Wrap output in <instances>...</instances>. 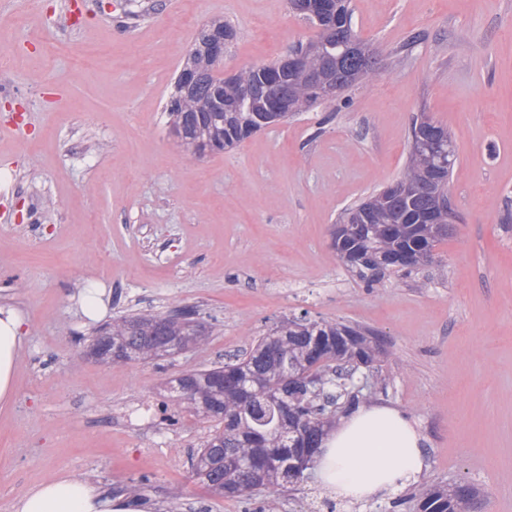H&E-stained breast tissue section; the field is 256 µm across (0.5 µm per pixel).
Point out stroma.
I'll return each instance as SVG.
<instances>
[{
    "label": "stroma",
    "instance_id": "obj_1",
    "mask_svg": "<svg viewBox=\"0 0 512 512\" xmlns=\"http://www.w3.org/2000/svg\"><path fill=\"white\" fill-rule=\"evenodd\" d=\"M378 77L236 147L196 156L170 129L175 77L201 28L230 22L224 71L316 34L289 0H0V301L27 338L0 410V512L36 485L97 475L144 512H420L431 484L474 512H512V0H351ZM427 115L456 152L451 230L431 261L365 287L337 256L339 215L397 180ZM93 288L101 321L81 313ZM188 307L204 346L105 363L100 322ZM377 335L360 403L404 411L426 439L420 479L381 500H333L316 477L278 497L213 495L189 452L211 422L125 428L120 408L173 406L177 376L242 354L294 318Z\"/></svg>",
    "mask_w": 512,
    "mask_h": 512
}]
</instances>
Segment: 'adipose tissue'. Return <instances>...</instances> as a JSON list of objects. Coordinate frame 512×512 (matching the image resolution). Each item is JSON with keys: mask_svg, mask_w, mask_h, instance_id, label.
Wrapping results in <instances>:
<instances>
[{"mask_svg": "<svg viewBox=\"0 0 512 512\" xmlns=\"http://www.w3.org/2000/svg\"><path fill=\"white\" fill-rule=\"evenodd\" d=\"M22 311L0 303V407L11 404L15 368L23 348ZM423 436L396 407L371 403L358 408L323 441L316 456L320 481L339 498L364 501L416 481L425 468ZM13 512H136L97 482L62 477L40 484L15 500Z\"/></svg>", "mask_w": 512, "mask_h": 512, "instance_id": "adipose-tissue-1", "label": "adipose tissue"}]
</instances>
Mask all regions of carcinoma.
I'll return each mask as SVG.
<instances>
[{
    "label": "carcinoma",
    "instance_id": "1",
    "mask_svg": "<svg viewBox=\"0 0 512 512\" xmlns=\"http://www.w3.org/2000/svg\"><path fill=\"white\" fill-rule=\"evenodd\" d=\"M333 10L319 25L306 48L315 49L307 58L314 73L336 80L338 93L379 75L350 55L349 39L359 40L352 27L349 0H331ZM192 68V83L181 86L178 74L166 111L172 131L182 136L184 147L207 145L224 149L238 145L257 132L259 117L270 111L271 97L264 76L250 65L231 80L223 81L203 47L185 59L182 69ZM281 96L299 112L318 104L308 85L293 74L280 84ZM433 147L422 153L410 152L409 161L396 183L398 192L386 186L372 194V209L363 202L345 209L355 218L350 234L336 242V252L349 258L348 268L372 288L386 274L413 268L393 260L398 254H432L436 242L446 237L425 224L428 208L438 197L448 196V183L455 162L441 170L439 178L426 182L422 171ZM192 309L166 314H127L112 321L102 333L123 349L130 361H147L165 349L174 357L189 347L200 346L205 337L193 323ZM283 338L264 336L250 351L214 366L183 374L174 385L188 387L177 404L188 412L214 423L203 447L192 452L189 463L198 479L221 497L246 499L253 495L248 485L247 464L264 472L262 490L279 494L287 484L301 482L305 471L296 466L302 458L313 461L325 435V428L342 408L357 403L347 390L343 371L350 363L373 366L376 342L361 331L340 322L292 320L279 328ZM471 487L433 485L422 493V512H463V494Z\"/></svg>",
    "mask_w": 512,
    "mask_h": 512
}]
</instances>
